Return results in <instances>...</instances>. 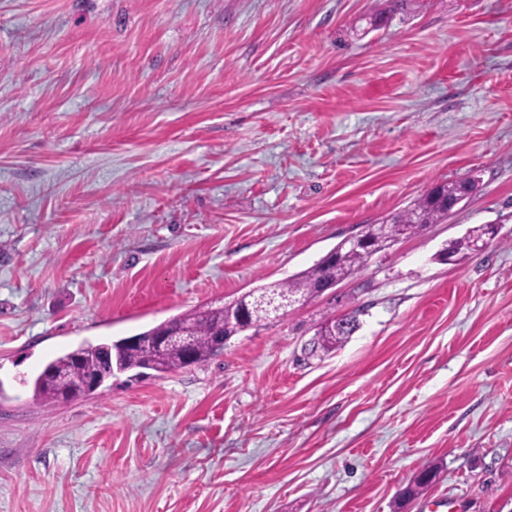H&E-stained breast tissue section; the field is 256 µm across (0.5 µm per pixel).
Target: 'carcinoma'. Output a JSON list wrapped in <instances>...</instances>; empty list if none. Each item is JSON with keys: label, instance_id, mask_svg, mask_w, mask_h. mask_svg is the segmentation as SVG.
Listing matches in <instances>:
<instances>
[{"label": "carcinoma", "instance_id": "obj_1", "mask_svg": "<svg viewBox=\"0 0 512 512\" xmlns=\"http://www.w3.org/2000/svg\"><path fill=\"white\" fill-rule=\"evenodd\" d=\"M476 189V180L443 183L431 187L409 207L395 213L383 224H371L373 245L377 251H384L390 242L398 237H410L423 230L426 224H436L448 218V208L441 202L443 196L463 197L471 195ZM487 237V226L480 225L449 246L452 253L473 249V242ZM365 268V256L360 253L343 252L332 263L318 262L294 278L271 283L259 288V291L275 297L281 302L288 298H308L314 295V285L324 281H341ZM239 304H248L249 320L241 323L231 313V307L222 303L209 304L189 310L171 319L177 329L190 337L195 360L193 364L202 365L218 352L217 339L229 338L239 332L271 318L268 308L259 305L255 297L244 294L237 299ZM346 319V316L328 318L320 330V336L313 343V349L330 351L351 335L349 331H333L329 328ZM109 347L122 358L125 371L136 369L153 370L157 373H170L186 367L182 349L176 345L151 350L128 351L120 348V342L109 343ZM100 345L82 344L50 361L34 379V396L47 401H69L79 397L78 391L90 375L101 374L103 370L98 357Z\"/></svg>", "mask_w": 512, "mask_h": 512}]
</instances>
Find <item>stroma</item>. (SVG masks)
Returning a JSON list of instances; mask_svg holds the SVG:
<instances>
[{"label":"stroma","instance_id":"1","mask_svg":"<svg viewBox=\"0 0 512 512\" xmlns=\"http://www.w3.org/2000/svg\"><path fill=\"white\" fill-rule=\"evenodd\" d=\"M469 178L204 365L33 400ZM0 512H512V0H0ZM476 187L475 179L443 183L431 187L413 204L395 213L383 224L369 225V228L374 231V234L370 235L373 237V247L377 251L382 252L396 238H407L416 235L423 230L424 224H436L448 218V213L464 201L465 198L449 202L448 208H446L440 202L439 197L470 196ZM415 222L418 223L415 224ZM486 237L487 226L486 224H483L469 231V233L465 237L452 242L451 245L449 246V250L454 254L464 250H473V242L476 239L482 240L485 239ZM449 250L446 248L442 250V253L439 255L441 261L448 262L449 260H451L452 257H454V254H452ZM351 316L349 315H343L340 317H335L330 319L331 317L327 318L325 320L324 326L320 330V336L313 343L312 351H316L317 349H321L324 351H330L331 349L335 348L338 344L342 343L344 339L348 338V336L351 335L353 330L349 331H331L328 324H336V322L343 321L346 318H349Z\"/></svg>","mask_w":512,"mask_h":512}]
</instances>
